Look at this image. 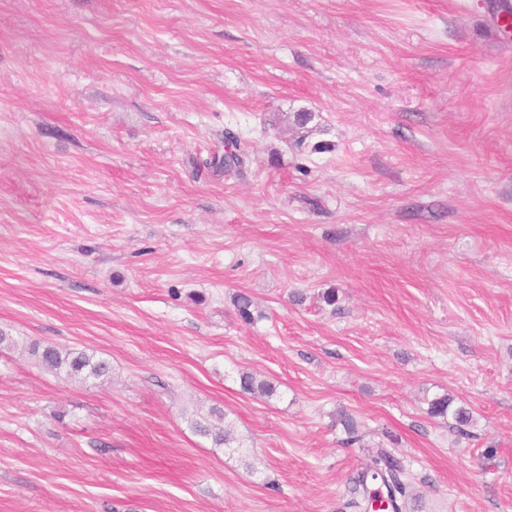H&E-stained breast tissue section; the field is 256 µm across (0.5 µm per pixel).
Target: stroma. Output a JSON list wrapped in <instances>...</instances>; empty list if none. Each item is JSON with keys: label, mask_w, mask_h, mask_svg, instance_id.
<instances>
[{"label": "stroma", "mask_w": 512, "mask_h": 512, "mask_svg": "<svg viewBox=\"0 0 512 512\" xmlns=\"http://www.w3.org/2000/svg\"><path fill=\"white\" fill-rule=\"evenodd\" d=\"M506 22L0 0V330L112 364L80 382L0 349V512H345L381 447L406 512H512ZM443 395L471 423L431 416ZM213 406L238 447L190 428Z\"/></svg>", "instance_id": "35a3bbf8"}]
</instances>
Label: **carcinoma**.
Listing matches in <instances>:
<instances>
[{
	"mask_svg": "<svg viewBox=\"0 0 512 512\" xmlns=\"http://www.w3.org/2000/svg\"><path fill=\"white\" fill-rule=\"evenodd\" d=\"M28 352L38 365L56 375L104 380L111 374V365L107 360L82 350L33 342L29 345ZM239 382L242 390L248 393L270 395L274 392V386L270 382L249 372L240 374ZM223 420L224 411L212 407L208 415L192 419L190 426L195 434L208 440L212 447L227 448L236 442V438L221 424ZM374 481L380 482L385 488L392 512H403L408 497L404 468L402 462L384 448L378 450L371 466L349 478L348 490L351 498L347 507L354 512H368L371 499L369 485Z\"/></svg>",
	"mask_w": 512,
	"mask_h": 512,
	"instance_id": "1",
	"label": "carcinoma"
}]
</instances>
